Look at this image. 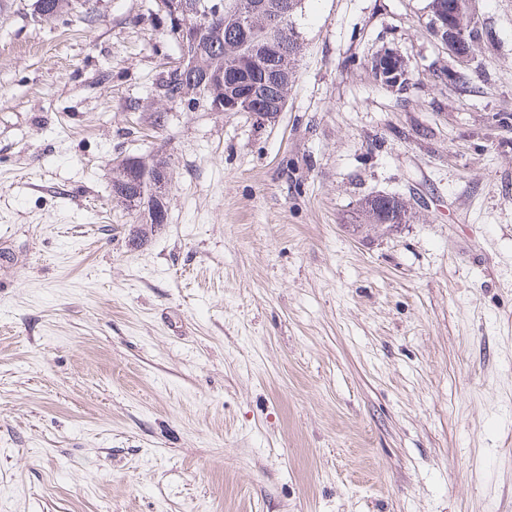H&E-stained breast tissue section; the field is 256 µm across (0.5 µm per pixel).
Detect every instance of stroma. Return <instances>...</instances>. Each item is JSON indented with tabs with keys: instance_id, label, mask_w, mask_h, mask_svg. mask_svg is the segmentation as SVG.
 Returning <instances> with one entry per match:
<instances>
[{
	"instance_id": "35a3bbf8",
	"label": "stroma",
	"mask_w": 512,
	"mask_h": 512,
	"mask_svg": "<svg viewBox=\"0 0 512 512\" xmlns=\"http://www.w3.org/2000/svg\"><path fill=\"white\" fill-rule=\"evenodd\" d=\"M0 0V512H512V0H305L271 122L166 101L154 0ZM397 52L407 90L370 65ZM164 153L168 221L113 202ZM412 221L354 232L361 199ZM471 0H429L430 29L441 42L458 44L472 62L475 44L483 34V27L475 18ZM448 19V25L444 20ZM438 27H435V26Z\"/></svg>"
}]
</instances>
